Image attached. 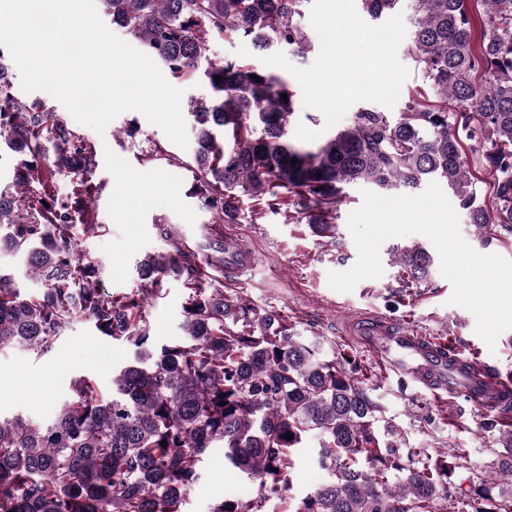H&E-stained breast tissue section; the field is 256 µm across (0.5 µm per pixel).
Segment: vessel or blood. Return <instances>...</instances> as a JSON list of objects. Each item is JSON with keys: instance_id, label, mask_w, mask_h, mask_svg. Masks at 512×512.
Masks as SVG:
<instances>
[{"instance_id": "1", "label": "vessel or blood", "mask_w": 512, "mask_h": 512, "mask_svg": "<svg viewBox=\"0 0 512 512\" xmlns=\"http://www.w3.org/2000/svg\"><path fill=\"white\" fill-rule=\"evenodd\" d=\"M254 264L253 251L237 236L225 233V280H236ZM347 330L383 364L434 396H461L479 410L491 412L499 407L503 396L512 394V380L495 376L486 366L464 358L447 341L371 316L354 319Z\"/></svg>"}]
</instances>
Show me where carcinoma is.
Here are the masks:
<instances>
[{"mask_svg": "<svg viewBox=\"0 0 512 512\" xmlns=\"http://www.w3.org/2000/svg\"><path fill=\"white\" fill-rule=\"evenodd\" d=\"M406 1L409 54L425 87L396 112L356 110L311 149L287 139L301 105L297 80L250 62L277 47L301 58L314 49L301 22L309 0H97L169 79L210 87L186 103L196 130L190 161L156 143L142 163L189 171L185 194L211 224L234 223L248 196L257 213L290 223L300 216L327 234L353 185L399 196L436 182L484 241L512 238V0H359L360 12L379 21ZM215 39L243 52L211 59ZM6 53L0 46V143L19 160L12 187L0 189V253L21 256L43 288L23 295L0 272V348L38 358L83 317L134 359L112 371L108 393L90 375L73 377L71 397L47 422L0 416V512H185L215 448L258 492L247 501L227 494L209 512H265L272 500L282 512H512V488L496 489L497 479L512 478V455L468 491L451 481L453 454L420 466L404 458L402 432L360 385L362 362L344 351L320 356L279 311L225 293L224 259L201 266L176 230L163 229L171 250L138 263L139 291L107 292L74 233L99 227L97 146L43 103L14 97ZM465 140L480 144L484 192L462 157ZM61 173L71 176L65 193ZM395 260L417 284L432 256L414 242ZM170 276L186 289L184 336L158 346L146 306ZM488 428L512 448V425L494 419ZM313 431L328 479L292 498L297 450Z\"/></svg>", "mask_w": 512, "mask_h": 512, "instance_id": "cac0c4a2", "label": "carcinoma"}]
</instances>
